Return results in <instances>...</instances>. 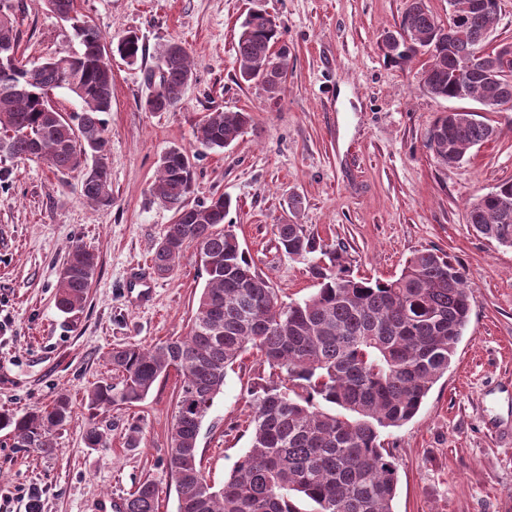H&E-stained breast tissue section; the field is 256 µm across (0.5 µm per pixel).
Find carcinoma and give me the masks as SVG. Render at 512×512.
I'll list each match as a JSON object with an SVG mask.
<instances>
[{
    "mask_svg": "<svg viewBox=\"0 0 512 512\" xmlns=\"http://www.w3.org/2000/svg\"><path fill=\"white\" fill-rule=\"evenodd\" d=\"M469 2L458 0L462 36L453 52L434 41L439 19L425 0H409L400 21L415 32L417 47L387 49L399 63L411 62L418 48L425 49L428 64L421 81L436 97H455L456 82L448 75L453 59L471 56L484 34L499 25V13L468 10ZM70 24L79 50L29 68L18 58L16 19L0 8V49L12 54L8 70H0V153L43 159L59 172L80 169L85 199L109 203L104 114L112 108V66L106 38L78 16ZM279 42L278 25L247 15L235 43L239 80L277 93L268 52ZM139 49L134 34L117 40L116 51L129 65L137 64ZM192 77L185 47L168 43L146 74V109L175 110ZM63 88L82 102L73 123L49 99V92ZM468 92L474 100L492 92L512 100V78L494 88L474 80ZM249 121L242 111L210 112L193 132L196 152L174 146L161 155L151 195L172 211L173 222L155 249L154 267L161 275L171 273L182 252L200 242L208 258L202 263L206 283L186 335L150 348L112 349L108 360L118 381L96 386L88 407L132 406L170 370L181 376L167 451L177 512H302L297 497L312 505L311 512H394L397 468L380 430L413 419L448 372L471 311L465 271L434 249L414 254L394 279L356 280L333 255L330 266L312 267L320 285L316 293L283 303L241 249L234 224L226 221L232 200L220 195L189 201L194 161L230 145ZM494 135L481 120L445 113L428 130L427 147L448 166ZM467 217L480 235L512 246V182L499 185L494 196L471 199ZM276 236L290 257L305 258L318 249L314 234L301 224H278ZM97 267L94 250L82 243L71 246L57 283L61 312L83 309ZM249 350L277 370V379L251 388V445L217 488L202 470L200 430L227 370ZM72 413L63 397L21 415L1 411L0 430H11L20 448L49 453L56 447L54 432ZM160 493L157 483L143 482L128 498V512H155Z\"/></svg>",
    "mask_w": 512,
    "mask_h": 512,
    "instance_id": "carcinoma-1",
    "label": "carcinoma"
}]
</instances>
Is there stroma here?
I'll list each match as a JSON object with an SVG mask.
<instances>
[{
    "label": "stroma",
    "instance_id": "1",
    "mask_svg": "<svg viewBox=\"0 0 512 512\" xmlns=\"http://www.w3.org/2000/svg\"><path fill=\"white\" fill-rule=\"evenodd\" d=\"M20 22L18 56L41 63L78 42L46 0H7ZM408 0H75L108 37L135 33L136 65H112L107 165L112 200L92 206L83 174L46 161L0 159V411L23 412L69 398L75 414L49 454L19 448L0 431V512H25L30 490L42 512H92L100 497H129L157 482V512H177L167 450L179 379L169 375L136 406L88 409L92 388L113 378L107 355L184 335L205 286L194 248L158 275L155 245L172 213L150 203L160 156L195 150V126L211 112L244 111L251 121L220 152L196 162L191 201L229 196L240 246L284 302L314 294L313 263L334 251L357 279L398 276L415 253L438 249L472 286L469 323L444 376L415 418L383 429L398 473L394 512H512V247L480 236L465 203L512 181V111L484 112L492 140L457 164H439L426 134L454 99L427 92V59L401 65L384 36ZM253 10L272 15L288 47V76L276 98L238 79L234 46ZM187 49L193 79L171 112L145 109L144 76L169 41ZM279 224H301L322 246L309 258L284 254ZM93 247L98 268L78 317L60 313L56 283L69 246ZM153 284L149 304L131 298L133 270ZM248 351L229 369L199 438L202 468L222 486L250 446L249 389L271 376ZM95 422L105 443L87 447Z\"/></svg>",
    "mask_w": 512,
    "mask_h": 512
}]
</instances>
